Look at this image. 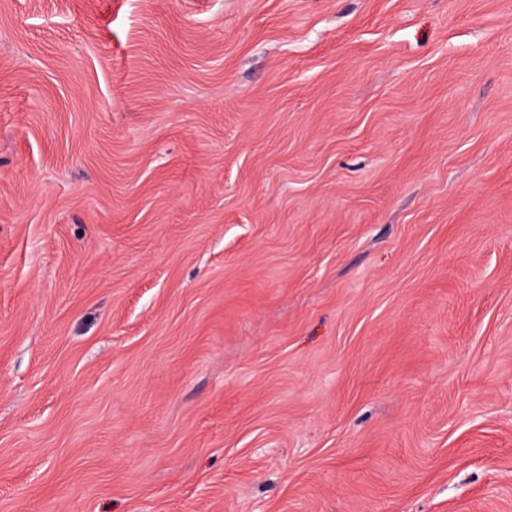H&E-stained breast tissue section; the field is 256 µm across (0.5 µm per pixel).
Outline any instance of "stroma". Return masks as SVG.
<instances>
[{
	"instance_id": "stroma-1",
	"label": "stroma",
	"mask_w": 512,
	"mask_h": 512,
	"mask_svg": "<svg viewBox=\"0 0 512 512\" xmlns=\"http://www.w3.org/2000/svg\"><path fill=\"white\" fill-rule=\"evenodd\" d=\"M512 512V0H0V512Z\"/></svg>"
}]
</instances>
